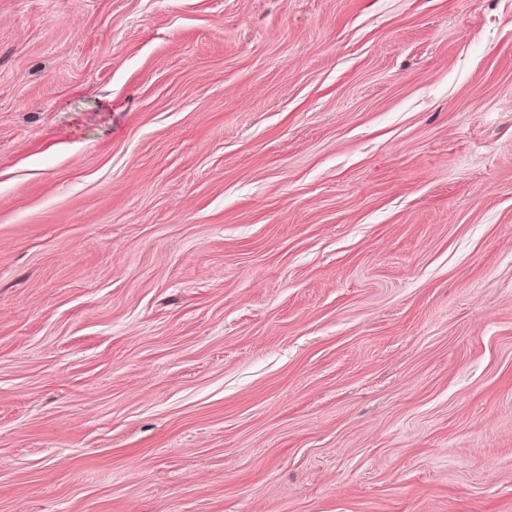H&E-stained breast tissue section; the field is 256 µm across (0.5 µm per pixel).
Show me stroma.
I'll use <instances>...</instances> for the list:
<instances>
[{"label": "stroma", "mask_w": 512, "mask_h": 512, "mask_svg": "<svg viewBox=\"0 0 512 512\" xmlns=\"http://www.w3.org/2000/svg\"><path fill=\"white\" fill-rule=\"evenodd\" d=\"M0 512H512V0H0Z\"/></svg>", "instance_id": "stroma-1"}]
</instances>
